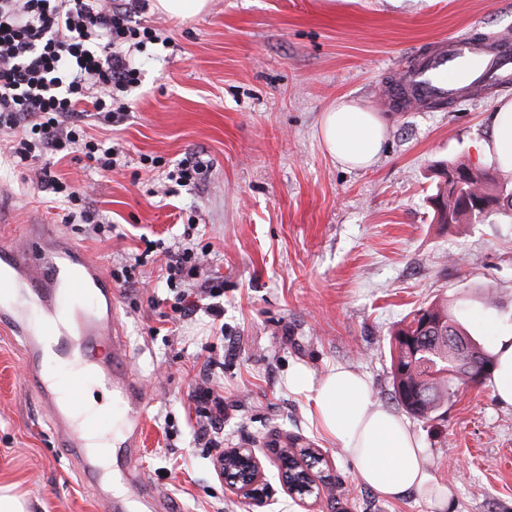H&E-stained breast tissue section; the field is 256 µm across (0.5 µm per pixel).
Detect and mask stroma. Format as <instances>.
I'll use <instances>...</instances> for the list:
<instances>
[{
    "label": "stroma",
    "instance_id": "stroma-1",
    "mask_svg": "<svg viewBox=\"0 0 512 512\" xmlns=\"http://www.w3.org/2000/svg\"><path fill=\"white\" fill-rule=\"evenodd\" d=\"M131 21L169 42L136 53L140 82L124 95L123 122L87 123L88 136L115 148L116 172L70 157L50 166L93 188L111 238L62 223L34 169L12 165L3 133L0 209L15 224L43 215L105 271L131 270L135 288L116 291L118 320L151 396L139 467L157 494L175 512H247L217 473L221 448L197 437L206 376L224 396L222 448L263 459L316 448L327 460L320 472L334 482L309 509L267 467L260 512H438L440 491L447 512H512V406L490 382L460 391L434 420L409 417L432 487L394 499L358 481L355 463L311 423L305 394L288 388L297 365L319 378L342 364L395 411L390 346L412 309L447 303L487 348L512 330V218L443 228L430 200L442 163L477 165L492 108L512 87L438 111L397 112L381 98L395 66L440 39L512 33V0H211L191 22L149 6ZM343 95L368 101L386 124L366 170L334 162L316 134ZM190 158L204 164L199 184L177 186L172 175ZM180 243L223 282V323L201 312L167 320L161 259ZM23 358L21 340L0 332V486L25 495L28 512H104L101 491L122 483L83 479L26 391Z\"/></svg>",
    "mask_w": 512,
    "mask_h": 512
}]
</instances>
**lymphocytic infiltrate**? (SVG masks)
Returning <instances> with one entry per match:
<instances>
[{"label":"lymphocytic infiltrate","instance_id":"lymphocytic-infiltrate-1","mask_svg":"<svg viewBox=\"0 0 512 512\" xmlns=\"http://www.w3.org/2000/svg\"><path fill=\"white\" fill-rule=\"evenodd\" d=\"M140 0H0V131L10 134L8 152L19 165L45 157L80 153L89 167L105 172L117 166L112 148L86 135L87 118L120 122L121 93L139 81L132 50L151 41V31L131 25ZM41 182L55 196L75 202L64 223L82 221L105 232L90 196L79 197L50 169ZM192 249L170 250L165 281L175 318L206 309L224 317L218 304L221 283L201 275ZM193 287H186V280ZM212 303L200 306V297Z\"/></svg>","mask_w":512,"mask_h":512}]
</instances>
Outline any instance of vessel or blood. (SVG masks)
<instances>
[{
  "label": "vessel or blood",
  "mask_w": 512,
  "mask_h": 512,
  "mask_svg": "<svg viewBox=\"0 0 512 512\" xmlns=\"http://www.w3.org/2000/svg\"><path fill=\"white\" fill-rule=\"evenodd\" d=\"M395 71L385 91L394 110L438 108L511 81L512 35L445 38ZM117 315L103 267L54 227L23 224L18 232H0V327L24 338L29 391L46 405L53 428L89 479L102 463L113 460L122 468L139 456L150 403ZM48 358L57 364L50 374L43 371ZM116 420L122 441L115 447L100 441L99 424Z\"/></svg>",
  "instance_id": "b4317fda"
}]
</instances>
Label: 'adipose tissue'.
Segmentation results:
<instances>
[{
    "label": "adipose tissue",
    "instance_id": "adipose-tissue-1",
    "mask_svg": "<svg viewBox=\"0 0 512 512\" xmlns=\"http://www.w3.org/2000/svg\"><path fill=\"white\" fill-rule=\"evenodd\" d=\"M491 125L490 136L477 145L478 156L482 162L512 168V98L497 101ZM385 131L384 120L371 105L343 97L323 110L317 135L334 161L365 170L378 159ZM288 386L307 395L316 429L324 439L342 444L363 484L395 498L430 482L422 449L408 423L375 405L363 375L338 366L316 381L299 366L289 375Z\"/></svg>",
    "mask_w": 512,
    "mask_h": 512
}]
</instances>
